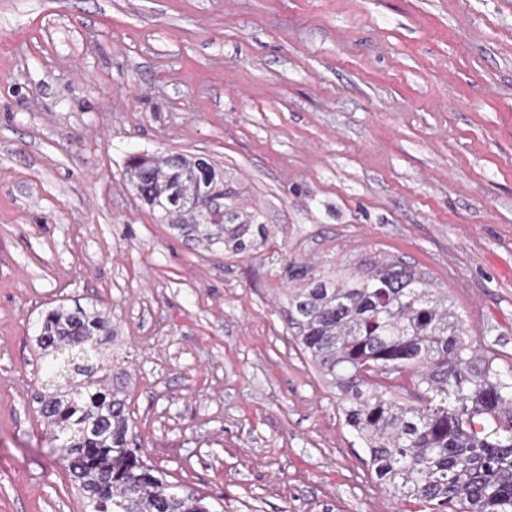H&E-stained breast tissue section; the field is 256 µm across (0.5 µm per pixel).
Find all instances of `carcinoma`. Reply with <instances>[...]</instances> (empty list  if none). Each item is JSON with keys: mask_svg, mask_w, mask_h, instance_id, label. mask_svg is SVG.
I'll return each mask as SVG.
<instances>
[{"mask_svg": "<svg viewBox=\"0 0 512 512\" xmlns=\"http://www.w3.org/2000/svg\"><path fill=\"white\" fill-rule=\"evenodd\" d=\"M137 196L208 246L245 251L267 237L253 214L224 204L215 222L197 192L194 158L136 156ZM296 340L344 394L346 424L365 445L379 484L416 512H512V378L477 356L448 294L402 260L338 283L291 265ZM104 313L63 306L43 317L37 345L63 384L40 395L39 417L65 449V468L91 512H214L206 497L168 481L128 440L131 414L112 366L95 362Z\"/></svg>", "mask_w": 512, "mask_h": 512, "instance_id": "carcinoma-1", "label": "carcinoma"}]
</instances>
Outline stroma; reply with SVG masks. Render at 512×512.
I'll list each match as a JSON object with an SVG mask.
<instances>
[{"label":"stroma","mask_w":512,"mask_h":512,"mask_svg":"<svg viewBox=\"0 0 512 512\" xmlns=\"http://www.w3.org/2000/svg\"><path fill=\"white\" fill-rule=\"evenodd\" d=\"M206 154L266 241H189L134 155ZM399 257L512 371V0H0V512H84L44 314L105 312L130 437L224 512H401L286 322Z\"/></svg>","instance_id":"stroma-1"}]
</instances>
